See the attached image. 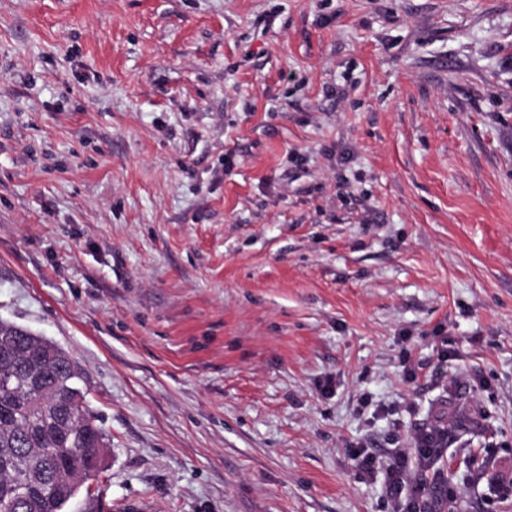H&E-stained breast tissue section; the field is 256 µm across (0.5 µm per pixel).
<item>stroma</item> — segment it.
Here are the masks:
<instances>
[{"instance_id":"obj_1","label":"stroma","mask_w":512,"mask_h":512,"mask_svg":"<svg viewBox=\"0 0 512 512\" xmlns=\"http://www.w3.org/2000/svg\"><path fill=\"white\" fill-rule=\"evenodd\" d=\"M0 318L107 435L66 512H393L439 422L512 512V0H0Z\"/></svg>"}]
</instances>
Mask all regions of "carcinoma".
I'll use <instances>...</instances> for the list:
<instances>
[{
	"mask_svg": "<svg viewBox=\"0 0 512 512\" xmlns=\"http://www.w3.org/2000/svg\"><path fill=\"white\" fill-rule=\"evenodd\" d=\"M83 383L66 350L0 319V512H65L100 472L105 433Z\"/></svg>",
	"mask_w": 512,
	"mask_h": 512,
	"instance_id": "obj_1",
	"label": "carcinoma"
}]
</instances>
